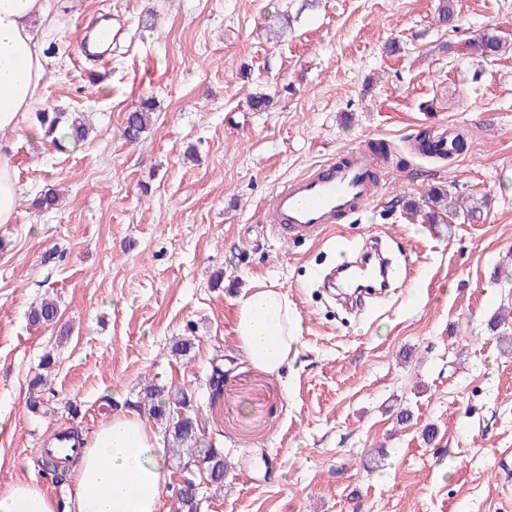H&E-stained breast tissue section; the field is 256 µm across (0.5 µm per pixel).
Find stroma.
Wrapping results in <instances>:
<instances>
[{
    "mask_svg": "<svg viewBox=\"0 0 512 512\" xmlns=\"http://www.w3.org/2000/svg\"><path fill=\"white\" fill-rule=\"evenodd\" d=\"M52 3L46 78L5 147L19 206L0 224V493L24 479L69 506L75 484L41 448L63 429L90 436L152 378L188 389L224 451V490H205L201 512H512V50L470 48L483 33L512 43V0H454L455 31L440 0ZM259 89L275 104L253 112ZM145 99L154 121L127 142ZM46 109L84 113L85 147L35 136ZM445 125L464 150L423 153L420 134ZM374 146L388 151L382 192L336 235L381 239L413 275L351 312L323 286L334 244L278 238L264 208L289 179ZM433 186L487 205L421 223L405 204ZM47 187L62 193L48 212ZM259 283L300 319L275 373L236 340L235 300ZM45 297L57 325L28 320ZM180 339L187 355L171 351ZM153 106L144 100L139 108L128 112L123 123V136L129 142L138 141L151 123Z\"/></svg>",
    "mask_w": 512,
    "mask_h": 512,
    "instance_id": "35a3bbf8",
    "label": "stroma"
}]
</instances>
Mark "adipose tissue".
Wrapping results in <instances>:
<instances>
[{
  "label": "adipose tissue",
  "instance_id": "1",
  "mask_svg": "<svg viewBox=\"0 0 512 512\" xmlns=\"http://www.w3.org/2000/svg\"><path fill=\"white\" fill-rule=\"evenodd\" d=\"M49 15L47 0H0V224L13 223L19 191L2 144L20 130L46 76L35 20ZM235 333L251 361L279 370L298 344L296 311L279 288L262 286L236 300ZM169 455L140 413L113 415L86 440L71 472L76 512H160ZM0 512H56L37 484L18 480L0 493Z\"/></svg>",
  "mask_w": 512,
  "mask_h": 512
}]
</instances>
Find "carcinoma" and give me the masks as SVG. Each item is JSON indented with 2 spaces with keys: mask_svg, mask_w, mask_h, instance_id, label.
<instances>
[{
  "mask_svg": "<svg viewBox=\"0 0 512 512\" xmlns=\"http://www.w3.org/2000/svg\"><path fill=\"white\" fill-rule=\"evenodd\" d=\"M502 49V41L495 34H485L480 38L474 50L486 57H494ZM153 106L145 100L139 108L126 114L123 123V136L129 142L138 141L151 123ZM38 120L46 134L54 142L68 141L77 148L88 141L89 129L81 112H40ZM424 203L428 208L425 218L431 224H438L464 212L471 216L485 206V201L474 197H454L448 190L432 187L428 190ZM29 318L34 324L51 325L60 318L59 308L54 300L48 298L31 309ZM54 359L47 354L41 361L43 373L37 375L31 385L28 407L37 412L44 407L41 400V386L46 382V373L50 372ZM212 397H218L224 390V370L213 367L208 380ZM145 398L150 402V411L156 419L164 423L165 436L171 438V457L177 467L187 468L199 475L207 485L222 489L224 487V452L213 446L201 433L197 417L194 415L192 395L183 387L158 385L150 382L145 387ZM174 512H200V494L189 487H180L176 491Z\"/></svg>",
  "mask_w": 512,
  "mask_h": 512,
  "instance_id": "cac0c4a2",
  "label": "carcinoma"
}]
</instances>
